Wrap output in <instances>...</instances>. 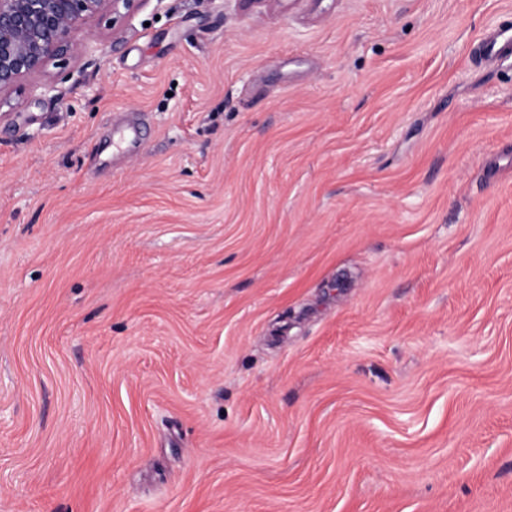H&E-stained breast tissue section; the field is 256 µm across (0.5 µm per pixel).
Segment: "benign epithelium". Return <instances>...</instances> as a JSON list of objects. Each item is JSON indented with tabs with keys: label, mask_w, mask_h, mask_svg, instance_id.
I'll return each mask as SVG.
<instances>
[{
	"label": "benign epithelium",
	"mask_w": 512,
	"mask_h": 512,
	"mask_svg": "<svg viewBox=\"0 0 512 512\" xmlns=\"http://www.w3.org/2000/svg\"><path fill=\"white\" fill-rule=\"evenodd\" d=\"M147 0H0V93L13 89L56 57H76L80 34L107 8L130 19Z\"/></svg>",
	"instance_id": "benign-epithelium-1"
}]
</instances>
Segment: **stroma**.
I'll list each match as a JSON object with an SVG mask.
<instances>
[{
    "instance_id": "obj_1",
    "label": "stroma",
    "mask_w": 512,
    "mask_h": 512,
    "mask_svg": "<svg viewBox=\"0 0 512 512\" xmlns=\"http://www.w3.org/2000/svg\"><path fill=\"white\" fill-rule=\"evenodd\" d=\"M87 28L0 94V512H512V0ZM507 30L487 37L474 47V53L481 61L494 62L512 52V35Z\"/></svg>"
}]
</instances>
